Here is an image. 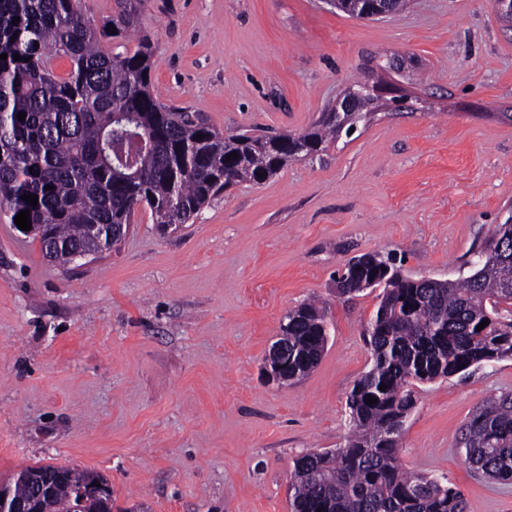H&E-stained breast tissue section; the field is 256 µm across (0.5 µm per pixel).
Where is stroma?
<instances>
[{
  "mask_svg": "<svg viewBox=\"0 0 512 512\" xmlns=\"http://www.w3.org/2000/svg\"><path fill=\"white\" fill-rule=\"evenodd\" d=\"M140 29L154 94L223 133L304 131L363 78L409 108L231 188L177 232L138 208L117 246L68 266L0 210V481L66 465L110 480L112 512H291L296 459L343 445L346 396L372 364L380 291L338 295L335 272L389 252L406 275L455 280L512 221V25L490 0H411L378 20L325 0H144ZM312 298L328 308L320 362L268 382L280 324ZM504 394L512 359L419 385L402 466L446 478L467 512H512V483L459 448Z\"/></svg>",
  "mask_w": 512,
  "mask_h": 512,
  "instance_id": "1",
  "label": "stroma"
}]
</instances>
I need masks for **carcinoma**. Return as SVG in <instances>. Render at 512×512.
I'll return each instance as SVG.
<instances>
[{
  "label": "carcinoma",
  "mask_w": 512,
  "mask_h": 512,
  "mask_svg": "<svg viewBox=\"0 0 512 512\" xmlns=\"http://www.w3.org/2000/svg\"><path fill=\"white\" fill-rule=\"evenodd\" d=\"M139 3L116 0L118 11L95 29L80 0H0V55L7 54L0 60V205L12 218L29 211L31 228L61 264L78 248L109 244L112 226L130 223L139 206L163 229L184 224L220 193L244 181L259 184L298 158L294 137L317 154L354 127L347 113L330 111L297 135L223 134L200 113L161 102L152 92L148 37L132 51L102 46L137 31ZM366 6L367 0H338L335 8L358 17ZM59 52L72 63L63 79L52 70ZM115 112L131 118L114 123ZM231 152L237 158L227 159ZM26 194L37 195L38 205L22 200ZM474 255L469 275L456 280L413 278L379 253L342 270L343 295L383 288L368 326L373 363L347 395L351 433L344 445L296 461L291 512H466L461 491L407 472L398 453L414 386L512 358V224L495 225ZM326 316L325 307L310 301L280 325L288 378L316 367ZM368 396L377 402L366 404ZM462 444L470 469L511 482L512 396L479 408ZM66 471L56 490L59 509L75 500L87 476Z\"/></svg>",
  "instance_id": "obj_1"
}]
</instances>
